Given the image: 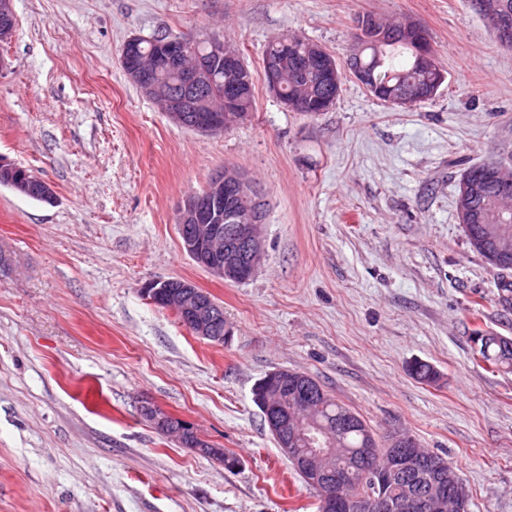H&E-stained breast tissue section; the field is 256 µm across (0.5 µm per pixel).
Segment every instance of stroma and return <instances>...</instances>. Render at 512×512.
<instances>
[{
	"label": "stroma",
	"mask_w": 512,
	"mask_h": 512,
	"mask_svg": "<svg viewBox=\"0 0 512 512\" xmlns=\"http://www.w3.org/2000/svg\"><path fill=\"white\" fill-rule=\"evenodd\" d=\"M0 44V160L51 204L0 184V512H318L253 401L267 373L316 378L376 432L401 428L456 467L469 512H512V372L474 360L512 337L501 273L456 210L463 171L512 165V50L468 0H14ZM423 26L446 80L393 107L346 69L356 18ZM217 34L256 83L220 135L174 124L130 83L133 36ZM305 38L341 66L326 112L284 109L262 56ZM231 167L259 191L265 258L225 283L182 249L183 200ZM179 277L224 308L192 335L142 294ZM432 364L436 383L407 372ZM187 422L234 470L154 429ZM17 167L9 166L0 162V174H4L10 181V186L19 191L22 195H41L54 197V191L50 183L39 176H31L26 172L19 174ZM474 335L480 336L477 344L472 347L475 359L497 370H512V350L504 348L507 340L512 343L511 337L487 334L481 329H475Z\"/></svg>",
	"instance_id": "stroma-1"
}]
</instances>
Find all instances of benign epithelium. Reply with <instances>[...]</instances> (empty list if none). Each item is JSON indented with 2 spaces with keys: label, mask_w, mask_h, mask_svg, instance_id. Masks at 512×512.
I'll return each instance as SVG.
<instances>
[{
  "label": "benign epithelium",
  "mask_w": 512,
  "mask_h": 512,
  "mask_svg": "<svg viewBox=\"0 0 512 512\" xmlns=\"http://www.w3.org/2000/svg\"><path fill=\"white\" fill-rule=\"evenodd\" d=\"M475 7L491 23L499 43L512 49V22L501 16L497 5L488 0H476ZM414 37L418 38V57L436 71L433 50L421 38L422 27L413 24ZM13 0H0V43L8 42L14 33ZM140 38L128 39L123 47L121 63L127 78L148 98L158 102L164 112L181 126L194 131L216 135L228 130L224 115L236 111L251 85V73L244 65L240 50L219 35L204 40L207 55L224 60V108L213 105L199 86L195 62L188 61L189 44L179 37L156 43L152 64L140 63L138 46ZM298 73L311 69L325 83H339L336 61L321 47L316 46L311 55L288 61L285 54L265 60L264 81L268 92L285 109L293 104L282 94L284 71ZM439 85L416 83L407 85L388 98L391 105H408L410 100L428 99L435 95ZM502 164H490L477 176H466L459 185L457 214L461 224L475 225L474 243L488 248L500 259L512 258V218L503 215L496 202L502 189ZM10 181V186L21 194L54 196L50 183L38 176L20 174L17 167L0 162V174ZM182 248L186 254L213 277L227 283L249 280L256 273L264 249L263 208L257 191L240 173L226 169L215 172L205 189L187 197L180 205L177 216ZM144 296L153 304L178 314L189 332L202 339L218 342L224 338V324L220 311L211 302L207 292L192 281L171 278L150 283L143 288ZM305 377L302 373L281 369L271 379L264 391V408L267 425L278 447L309 476L315 487H325L327 492L320 502L321 512H334L344 502V482L332 475L325 461L333 448L323 447L319 429L311 428L312 422L288 413L285 404L311 408L306 396ZM147 419L166 436L181 445H190L198 452L205 451L208 443L195 437L187 443L190 426L182 419L157 408L147 410ZM391 447L395 448L390 463L378 467L380 480H406L424 470L433 469V479L421 490L409 489L403 500L380 498L378 512H398L404 508L420 507L426 512H444L448 496H453L457 512H467L468 490L454 467L444 460L428 459L417 451L415 439L392 432Z\"/></svg>",
  "instance_id": "1"
}]
</instances>
